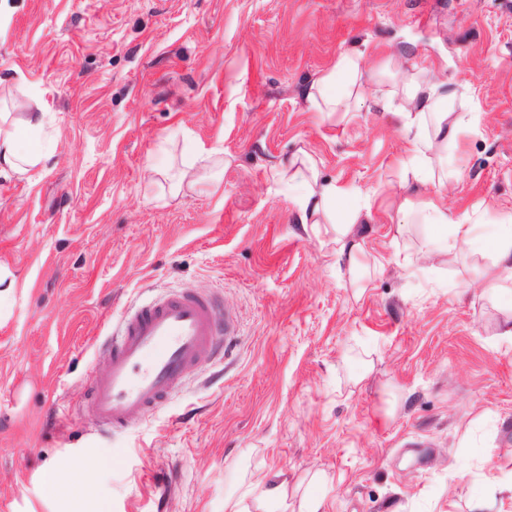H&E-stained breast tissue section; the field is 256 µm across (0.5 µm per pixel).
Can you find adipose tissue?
Returning a JSON list of instances; mask_svg holds the SVG:
<instances>
[{
  "label": "adipose tissue",
  "instance_id": "1",
  "mask_svg": "<svg viewBox=\"0 0 512 512\" xmlns=\"http://www.w3.org/2000/svg\"><path fill=\"white\" fill-rule=\"evenodd\" d=\"M361 60L358 53L342 56L333 69L309 86L305 92L307 101L320 112L349 111L352 99L359 96L365 85L376 81L375 71L365 69ZM394 86L407 102L406 108L395 112L409 145L410 156L402 167L406 178L424 183L434 178L431 151L447 150L449 143L467 129L470 120L466 113L450 111V98L443 83L429 72L401 74ZM43 135L42 113L24 112L9 121L0 117V175L25 177L41 166L46 160L38 146ZM275 174L288 188L295 223L335 225L337 263L351 269L359 266L364 248L352 228L360 220L364 206L355 201L352 189L333 182H320L315 162L305 154L276 166ZM437 181L442 186L447 183L443 177ZM415 219L426 227L444 228L445 235L437 246L406 257L405 262L410 266L424 268L435 252L451 253L474 246L478 238L479 226L469 211L454 215L430 200L416 210ZM476 254L486 261L484 294H512V216L496 224L493 239L483 248H477ZM84 474L85 466L80 462L66 470L56 466L46 469L42 475L46 498L53 500L67 495L68 512H110L102 500L95 509H88L86 493L75 487ZM286 498L285 484L272 485L266 478L259 477L227 496L224 512H252L257 506L280 510Z\"/></svg>",
  "mask_w": 512,
  "mask_h": 512
}]
</instances>
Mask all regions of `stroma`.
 <instances>
[{"mask_svg": "<svg viewBox=\"0 0 512 512\" xmlns=\"http://www.w3.org/2000/svg\"><path fill=\"white\" fill-rule=\"evenodd\" d=\"M352 52L459 91L442 202L512 214V0H0V108L49 133L31 177L0 176V512H59L37 475L74 461L112 512H224L262 475L287 512H470L512 478V298L461 253L405 266L427 233L400 208L437 196L405 182L398 124L372 85L345 114L303 95ZM301 150L371 197L364 294L273 176ZM199 153L217 182L172 193L162 170ZM177 290L221 297L222 359L125 429L77 418L122 313Z\"/></svg>", "mask_w": 512, "mask_h": 512, "instance_id": "obj_1", "label": "stroma"}]
</instances>
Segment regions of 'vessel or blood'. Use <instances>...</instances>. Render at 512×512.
<instances>
[{
    "instance_id": "vessel-or-blood-1",
    "label": "vessel or blood",
    "mask_w": 512,
    "mask_h": 512,
    "mask_svg": "<svg viewBox=\"0 0 512 512\" xmlns=\"http://www.w3.org/2000/svg\"><path fill=\"white\" fill-rule=\"evenodd\" d=\"M232 329L210 293L173 294L137 307L102 349L107 371L86 378L83 418L99 429L118 430L150 414L219 353Z\"/></svg>"
}]
</instances>
